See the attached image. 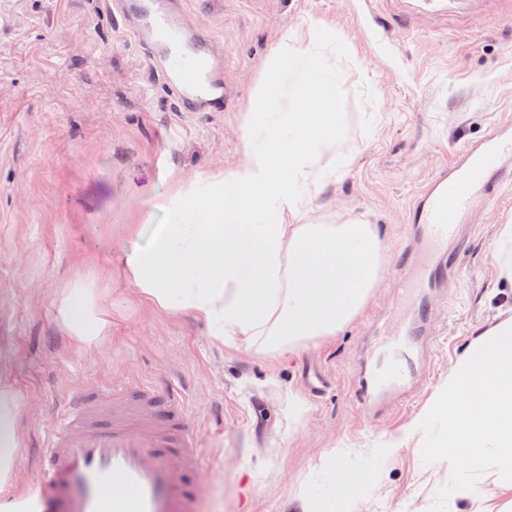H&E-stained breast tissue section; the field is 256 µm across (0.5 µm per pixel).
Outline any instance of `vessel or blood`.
<instances>
[{"label":"vessel or blood","mask_w":512,"mask_h":512,"mask_svg":"<svg viewBox=\"0 0 512 512\" xmlns=\"http://www.w3.org/2000/svg\"><path fill=\"white\" fill-rule=\"evenodd\" d=\"M185 0H101L121 21L161 77L180 112L224 109V54L210 31L184 19ZM512 184V135L496 130L465 146L446 172L434 175L410 209L413 233L402 264L405 286L419 301L414 325L387 333L381 370L361 371L357 392L369 407L402 403L416 382L415 361L436 327L425 290L449 287L456 262L449 244H464L466 214ZM37 497L50 512H202V451L194 444L177 388L140 384L71 388L39 440Z\"/></svg>","instance_id":"obj_1"}]
</instances>
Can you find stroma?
<instances>
[{
    "label": "stroma",
    "instance_id": "1",
    "mask_svg": "<svg viewBox=\"0 0 512 512\" xmlns=\"http://www.w3.org/2000/svg\"><path fill=\"white\" fill-rule=\"evenodd\" d=\"M192 22L224 50L229 98L220 112H179L127 32L99 0H0V373L22 395L19 485L39 481L32 441L72 384L114 379L183 389L203 453L206 512H293L327 485L320 457L399 433L427 406L496 314V225L512 219V186L472 210L457 282L432 291L439 334L429 372L405 404L372 416L356 378L382 332L410 304L400 289L409 205L436 172L493 129L512 128V0H186ZM341 35L330 57L346 129L339 173L312 216H359L388 255L386 277L336 336L285 358L213 342L188 314L145 304L112 278V334L80 353L55 319L53 295L79 272L145 247L165 201L196 174L237 160L242 118L263 65L289 31ZM144 224L140 237L125 227ZM325 374L316 394L307 375ZM469 481L430 462L418 440L399 449L355 512H471Z\"/></svg>",
    "mask_w": 512,
    "mask_h": 512
}]
</instances>
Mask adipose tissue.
I'll list each match as a JSON object with an SVG mask.
<instances>
[{
	"mask_svg": "<svg viewBox=\"0 0 512 512\" xmlns=\"http://www.w3.org/2000/svg\"><path fill=\"white\" fill-rule=\"evenodd\" d=\"M324 43L344 51L324 31L289 34L244 116L237 162L196 175L168 199V223L120 268L142 300L170 316L193 313L216 343L293 353L336 335L383 280L386 260L373 225L309 217L313 195L336 168L325 156L346 127L335 75L319 52ZM283 72L291 84L282 83ZM493 257L491 300L503 304L512 300V221L499 225ZM111 278L108 269L78 274L57 289L56 322L74 348L99 349L111 335L112 291L104 286ZM20 405L13 381L0 374V512H38L16 482ZM417 436L428 461L512 484V315L479 330L422 414L370 449L367 474ZM321 461L331 480L301 498L298 512H354L361 479L335 452Z\"/></svg>",
	"mask_w": 512,
	"mask_h": 512,
	"instance_id": "adipose-tissue-1",
	"label": "adipose tissue"
}]
</instances>
